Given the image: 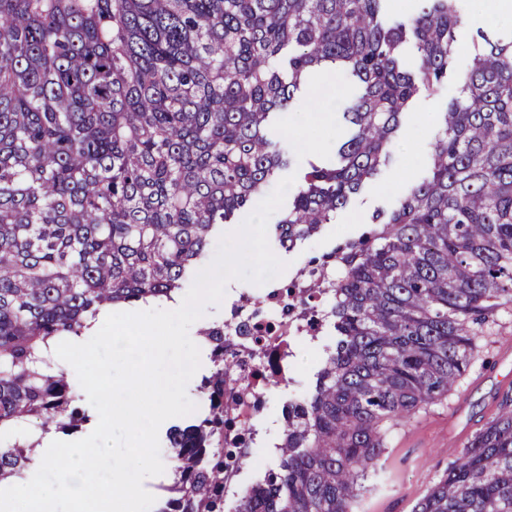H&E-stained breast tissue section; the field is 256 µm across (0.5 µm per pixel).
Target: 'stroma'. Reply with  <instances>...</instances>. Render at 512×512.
I'll return each mask as SVG.
<instances>
[{"instance_id": "stroma-1", "label": "stroma", "mask_w": 512, "mask_h": 512, "mask_svg": "<svg viewBox=\"0 0 512 512\" xmlns=\"http://www.w3.org/2000/svg\"><path fill=\"white\" fill-rule=\"evenodd\" d=\"M482 2L463 0L461 4L464 24L457 33L459 51L441 95L415 98L411 117L404 121L394 142L392 163L346 209L337 212L333 223L325 225L319 236L293 252H279V259L287 264L284 278H291L306 256L329 251L337 242L356 237L370 223L376 210H389L411 181L424 176L428 152L439 130L438 114L458 94L459 78L469 65L473 35L480 29L512 30V15H482L479 10ZM308 94L323 99L329 119L319 120L305 105L289 113L288 135L302 165L327 156L339 139L342 132L339 107L349 94V86L340 71H321L314 76ZM509 341L512 342V302L505 303L494 321L484 327L477 354L448 397L392 431L389 447L374 467L369 489L361 497L357 512H411L416 501L454 461L482 417L495 411L496 397L512 390V352L503 351ZM321 359V342L301 341L292 381L287 388L270 393L261 412L262 421L269 425L267 444L252 451L264 467H273L278 460L270 446L281 438L284 399L288 394L307 389Z\"/></svg>"}]
</instances>
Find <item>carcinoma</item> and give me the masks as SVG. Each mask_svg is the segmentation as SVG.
Instances as JSON below:
<instances>
[{
	"instance_id": "1",
	"label": "carcinoma",
	"mask_w": 512,
	"mask_h": 512,
	"mask_svg": "<svg viewBox=\"0 0 512 512\" xmlns=\"http://www.w3.org/2000/svg\"><path fill=\"white\" fill-rule=\"evenodd\" d=\"M0 0V440L86 422L52 339L106 305L180 290L210 239L294 165L288 113L320 70L354 94L270 230L287 252L392 161L413 99L448 81L462 0ZM411 54L415 67L403 59ZM425 176L373 227L305 261L286 312L323 297L330 344L283 402L277 468L235 512H354L389 429L448 395L512 299V35L472 39ZM208 412L167 432L155 512H224L247 428L224 430V327L203 332ZM40 441L0 446V483ZM412 512H512V396Z\"/></svg>"
}]
</instances>
